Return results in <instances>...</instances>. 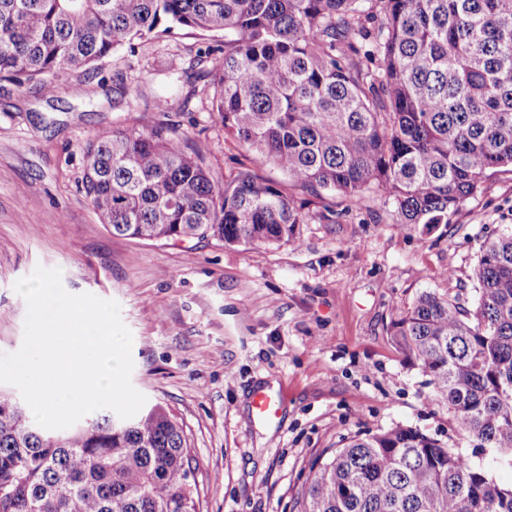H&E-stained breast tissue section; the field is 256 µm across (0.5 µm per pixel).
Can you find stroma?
<instances>
[{"instance_id":"obj_1","label":"stroma","mask_w":512,"mask_h":512,"mask_svg":"<svg viewBox=\"0 0 512 512\" xmlns=\"http://www.w3.org/2000/svg\"><path fill=\"white\" fill-rule=\"evenodd\" d=\"M212 34L181 29L118 51L97 69L39 82L0 77V354L23 341L26 303L17 280L58 268L72 294L119 303L132 334V385L182 422L201 512H298L311 463L347 439L400 424L421 430L496 481L494 465L454 426L429 378L396 348L390 325L425 292L471 308L480 243L512 228V173L493 176L429 232L395 224L376 198L336 202L332 224L301 227L302 247L172 244L112 235L80 190L86 144L97 134L151 125L170 84L171 112L189 108V134L215 179L237 170L243 150L208 112L198 48ZM180 55L181 75L168 65ZM128 69L142 97L112 100V73ZM77 85L80 97L67 88ZM283 393L282 414L249 423L250 398Z\"/></svg>"}]
</instances>
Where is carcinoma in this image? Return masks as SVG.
Instances as JSON below:
<instances>
[{"label": "carcinoma", "instance_id": "1", "mask_svg": "<svg viewBox=\"0 0 512 512\" xmlns=\"http://www.w3.org/2000/svg\"><path fill=\"white\" fill-rule=\"evenodd\" d=\"M224 32L210 115L250 167L218 184L164 96L146 129L85 146L81 189L112 234L301 245L336 214L322 192L373 195L413 229L446 224L512 172V0H0V74L45 80L175 29ZM112 93H136L112 74ZM275 167L288 185L260 176ZM471 309L432 293L391 323L460 435L512 468V231L485 241ZM191 448L162 405L41 428L0 392V512H200ZM299 512H512V484L418 429L357 436L314 461Z\"/></svg>", "mask_w": 512, "mask_h": 512}]
</instances>
